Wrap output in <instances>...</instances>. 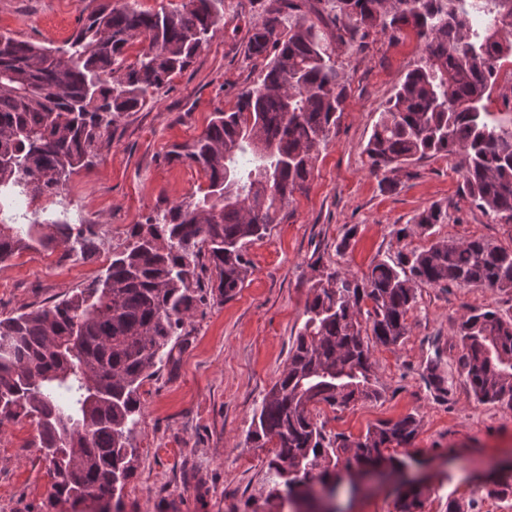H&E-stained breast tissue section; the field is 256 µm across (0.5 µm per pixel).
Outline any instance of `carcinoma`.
<instances>
[{"instance_id":"carcinoma-1","label":"carcinoma","mask_w":512,"mask_h":512,"mask_svg":"<svg viewBox=\"0 0 512 512\" xmlns=\"http://www.w3.org/2000/svg\"><path fill=\"white\" fill-rule=\"evenodd\" d=\"M248 58L265 60L257 82L229 111L213 113L170 160L197 167L200 195L131 227L132 242L104 273L51 306L0 319V423L37 419L35 447L54 482L50 506L121 492L137 467L130 443L140 389L173 358L185 319L205 288L224 299L250 275L247 245L281 223L305 185L347 99L341 55L373 32L410 30L421 55L399 82L365 148L370 173L386 177L426 158L452 156L464 189L512 224V110L500 71L512 56V0H258ZM224 0H183L144 11L139 0L99 3L80 15L60 46L0 33V263L31 249L84 256L90 228L30 209L59 197L69 177L91 166L112 128L182 72L224 27ZM143 44L127 62L134 42ZM448 220L436 203L414 218L429 231ZM463 283L512 290V250L475 239L436 240L371 265L362 283L322 271L310 287L303 327L288 364L253 415L248 441L275 448L269 466L283 479L275 498L312 512L313 486L336 496L329 469L341 448L381 478L408 481L411 461L385 454L418 433L413 414L382 422L364 437L328 438L312 408L345 409L381 397L369 342L388 346L408 333L417 288ZM371 307L363 309L362 304ZM462 376L475 398L512 411V315L486 306L458 323ZM398 512H420L410 484Z\"/></svg>"}]
</instances>
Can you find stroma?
<instances>
[{"mask_svg": "<svg viewBox=\"0 0 512 512\" xmlns=\"http://www.w3.org/2000/svg\"><path fill=\"white\" fill-rule=\"evenodd\" d=\"M89 0H0V32L61 45ZM260 13L254 0H226L224 26L192 63L164 86L155 102L126 114L90 168L70 176L62 204L37 207L66 213L91 227L94 254L29 250L0 264V319L52 304L104 272L123 249L132 225L188 199L207 180L196 168L169 161L176 143L192 141L212 112L231 109L256 81L262 61L244 53L247 31ZM420 47L412 32L400 39L374 34L363 51L344 58L349 95L327 143L319 149L304 191L295 193L282 223L248 246L251 273L231 299L206 295L181 330L175 360L163 363L140 390L142 418L131 443L138 466L122 498L125 512H278L281 479L268 466L270 449L254 447V412L288 361L305 320L316 270L355 277L377 259L423 250L432 239H483L512 249V224H501L463 189L454 159L410 165L385 189L369 171L364 151L375 122ZM448 221L424 232L414 217L432 204ZM492 306L512 314V291L451 283L423 286L407 315L408 334L395 346L374 344L370 356L383 395L345 409L319 405L327 435L353 438L409 413L420 420L412 445L393 448L428 475L422 512H512V497L488 495V468L512 459V412L478 402L460 371V317ZM437 360L447 395L423 375ZM26 418L0 423V512H46L52 478ZM387 485L341 483L326 501L330 512H397Z\"/></svg>", "mask_w": 512, "mask_h": 512, "instance_id": "stroma-1", "label": "stroma"}]
</instances>
